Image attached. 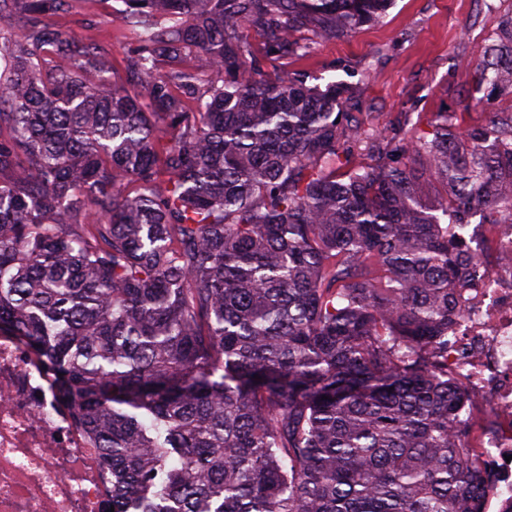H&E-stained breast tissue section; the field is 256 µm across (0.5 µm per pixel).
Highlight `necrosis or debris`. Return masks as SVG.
I'll return each mask as SVG.
<instances>
[{
    "instance_id": "1",
    "label": "necrosis or debris",
    "mask_w": 512,
    "mask_h": 512,
    "mask_svg": "<svg viewBox=\"0 0 512 512\" xmlns=\"http://www.w3.org/2000/svg\"><path fill=\"white\" fill-rule=\"evenodd\" d=\"M483 264L469 267L448 327V376L469 392L461 408L493 419L470 452L490 475L482 512H512V225H498ZM112 477L54 392L42 361L0 335V512H102Z\"/></svg>"
}]
</instances>
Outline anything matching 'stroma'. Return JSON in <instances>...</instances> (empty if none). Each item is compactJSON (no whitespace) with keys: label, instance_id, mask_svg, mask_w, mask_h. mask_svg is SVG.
<instances>
[{"label":"stroma","instance_id":"stroma-1","mask_svg":"<svg viewBox=\"0 0 512 512\" xmlns=\"http://www.w3.org/2000/svg\"><path fill=\"white\" fill-rule=\"evenodd\" d=\"M121 0H68L50 20L66 36L97 44L112 60V76L127 80L126 63L137 35L116 14ZM512 0H391L381 22L341 40L313 39L306 55L262 57L264 70L306 77L308 84L344 80L357 84L364 111L381 125L400 112H459L476 87L465 55L475 54Z\"/></svg>","mask_w":512,"mask_h":512}]
</instances>
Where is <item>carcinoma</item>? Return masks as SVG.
I'll use <instances>...</instances> for the list:
<instances>
[{
	"label": "carcinoma",
	"instance_id": "cac0c4a2",
	"mask_svg": "<svg viewBox=\"0 0 512 512\" xmlns=\"http://www.w3.org/2000/svg\"><path fill=\"white\" fill-rule=\"evenodd\" d=\"M66 2L0 0L27 20L0 36V334L112 471L106 512H482L448 320L467 225L512 224V15L467 63L486 96L380 127L248 36L303 55L389 0H121L136 91L45 20Z\"/></svg>",
	"mask_w": 512,
	"mask_h": 512
}]
</instances>
